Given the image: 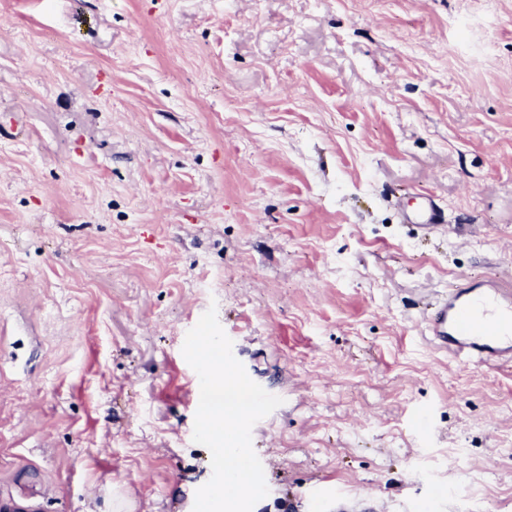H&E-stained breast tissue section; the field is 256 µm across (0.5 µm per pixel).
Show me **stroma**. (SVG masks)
<instances>
[{"instance_id": "35a3bbf8", "label": "stroma", "mask_w": 512, "mask_h": 512, "mask_svg": "<svg viewBox=\"0 0 512 512\" xmlns=\"http://www.w3.org/2000/svg\"><path fill=\"white\" fill-rule=\"evenodd\" d=\"M0 512H192L209 307L282 403L253 512H512V0H0ZM426 192L444 212L405 221ZM431 342L439 350L476 360H512V290L485 279L466 281L427 316Z\"/></svg>"}]
</instances>
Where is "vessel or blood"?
I'll use <instances>...</instances> for the list:
<instances>
[{"mask_svg": "<svg viewBox=\"0 0 512 512\" xmlns=\"http://www.w3.org/2000/svg\"><path fill=\"white\" fill-rule=\"evenodd\" d=\"M439 350L483 364L512 360V290L485 279L451 288L427 316Z\"/></svg>", "mask_w": 512, "mask_h": 512, "instance_id": "vessel-or-blood-1", "label": "vessel or blood"}]
</instances>
